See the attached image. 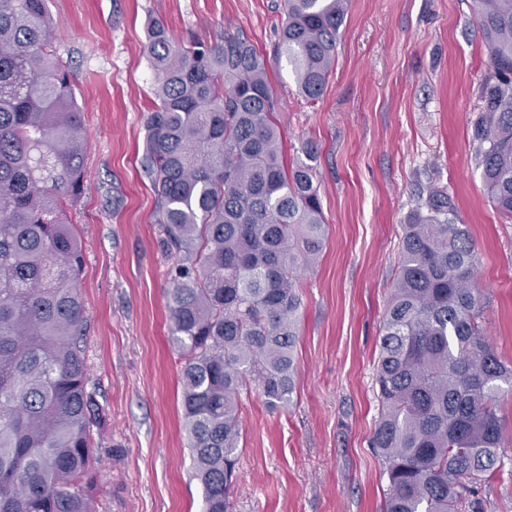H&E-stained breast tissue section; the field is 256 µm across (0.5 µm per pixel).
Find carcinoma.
Wrapping results in <instances>:
<instances>
[{
    "mask_svg": "<svg viewBox=\"0 0 512 512\" xmlns=\"http://www.w3.org/2000/svg\"><path fill=\"white\" fill-rule=\"evenodd\" d=\"M347 0H284L279 47L298 92L318 99ZM493 75L474 126L482 180L512 218V0H472ZM157 102L143 167L158 200L181 361L184 429L206 512H230L240 389L291 404L301 272L325 230L317 147L283 164L266 60L237 32L172 44L147 28ZM87 141L46 0H0V512H95L89 494L102 421L83 356V254L68 206L82 194ZM479 258L448 194L404 226L381 330L382 512H479L504 442L512 367L493 352L475 288Z\"/></svg>",
    "mask_w": 512,
    "mask_h": 512,
    "instance_id": "obj_1",
    "label": "carcinoma"
}]
</instances>
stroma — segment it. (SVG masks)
<instances>
[{
	"label": "stroma",
	"instance_id": "35a3bbf8",
	"mask_svg": "<svg viewBox=\"0 0 512 512\" xmlns=\"http://www.w3.org/2000/svg\"><path fill=\"white\" fill-rule=\"evenodd\" d=\"M87 136L85 192L68 210L84 252L89 386L103 410L90 467L96 512H203L183 428L157 197L141 160L156 74L151 20L175 42L244 34L267 61L286 162L318 146L326 242L302 275L295 391L268 407L238 396L233 512H380L387 479L369 446L380 414V327L403 226L430 187L457 206L479 257L476 286L496 356L512 367V220L483 184L473 127L491 73L471 0H349L319 99L301 97L275 51L284 0H47ZM501 464L479 497L512 512V396Z\"/></svg>",
	"mask_w": 512,
	"mask_h": 512
}]
</instances>
